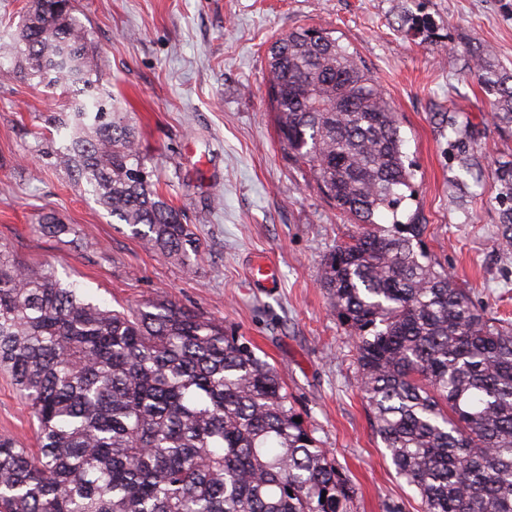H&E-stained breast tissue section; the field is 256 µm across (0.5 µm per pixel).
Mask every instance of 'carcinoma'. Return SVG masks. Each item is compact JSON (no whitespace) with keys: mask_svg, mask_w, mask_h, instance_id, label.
<instances>
[{"mask_svg":"<svg viewBox=\"0 0 512 512\" xmlns=\"http://www.w3.org/2000/svg\"><path fill=\"white\" fill-rule=\"evenodd\" d=\"M401 26L417 36L430 20L406 9ZM311 33L272 45L271 105L283 151L358 224L325 259L322 288L352 340L374 431L422 512H512V325L428 257L423 225L398 219L415 173L395 111L355 52ZM0 54L51 91H77L54 164L150 249L189 258L193 232L153 189L133 125L107 110L112 94L67 0H34ZM469 67L494 128L512 133V71L481 46ZM439 125L448 159L480 183L486 128L454 106ZM490 176L511 252L512 160ZM0 371L37 443L0 435V512H348L356 495L251 343L164 301L103 309L5 248Z\"/></svg>","mask_w":512,"mask_h":512,"instance_id":"obj_1","label":"carcinoma"}]
</instances>
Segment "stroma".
Returning <instances> with one entry per match:
<instances>
[{
  "instance_id": "obj_1",
  "label": "stroma",
  "mask_w": 512,
  "mask_h": 512,
  "mask_svg": "<svg viewBox=\"0 0 512 512\" xmlns=\"http://www.w3.org/2000/svg\"><path fill=\"white\" fill-rule=\"evenodd\" d=\"M116 111L136 126L158 192L199 239L189 258L143 247L43 156L63 107L36 81L0 75V246L17 261L51 264L107 309L165 299L245 336L281 369L289 394L357 488L351 512H421L395 471L358 389L352 341L320 283L328 254L356 227L308 166L281 149L268 97V49L299 27L331 32L356 52L396 111L416 164L407 212L423 224L433 261L487 315L512 322V252L498 248L491 178L466 208L448 182L469 181L448 162L436 118L456 102L488 122L486 98L460 57L463 39L491 46L512 67V0H74ZM436 24L423 43L400 28V7ZM69 225L34 231L38 216ZM277 286L253 287L257 260ZM33 443L28 411L0 374V435Z\"/></svg>"
}]
</instances>
